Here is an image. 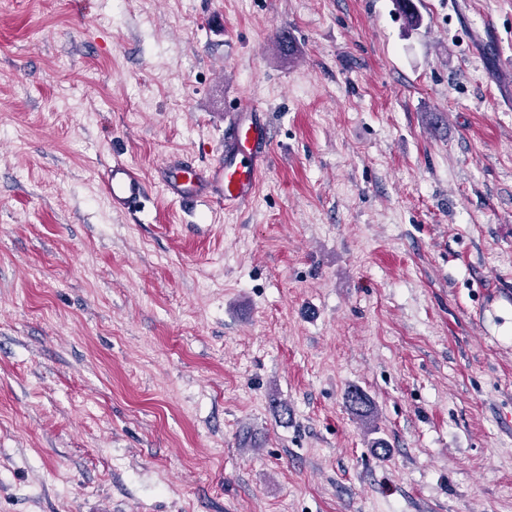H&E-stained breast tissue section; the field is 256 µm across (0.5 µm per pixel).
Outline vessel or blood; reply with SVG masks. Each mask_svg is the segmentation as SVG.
<instances>
[{
    "label": "vessel or blood",
    "mask_w": 512,
    "mask_h": 512,
    "mask_svg": "<svg viewBox=\"0 0 512 512\" xmlns=\"http://www.w3.org/2000/svg\"><path fill=\"white\" fill-rule=\"evenodd\" d=\"M271 144L266 112L243 101L227 120L224 150L212 166L198 168L174 157L166 159L157 176L164 194L172 201L187 205L215 198L225 210H234L255 196ZM101 183L113 210L118 212L140 208L147 196L145 178L126 161H113L105 169Z\"/></svg>",
    "instance_id": "vessel-or-blood-1"
}]
</instances>
